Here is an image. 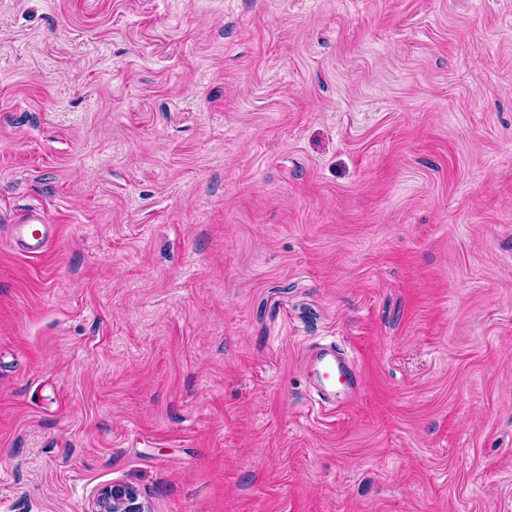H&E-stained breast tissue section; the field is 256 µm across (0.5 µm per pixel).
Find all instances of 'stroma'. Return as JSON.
Masks as SVG:
<instances>
[{"label":"stroma","mask_w":512,"mask_h":512,"mask_svg":"<svg viewBox=\"0 0 512 512\" xmlns=\"http://www.w3.org/2000/svg\"><path fill=\"white\" fill-rule=\"evenodd\" d=\"M112 484L512 512V0H0V512ZM52 224H47L43 214L37 213L13 225L14 241L30 255L41 254L47 248ZM307 367L316 383L319 396L325 403H335L356 381L351 360L333 344L314 349Z\"/></svg>","instance_id":"obj_1"}]
</instances>
